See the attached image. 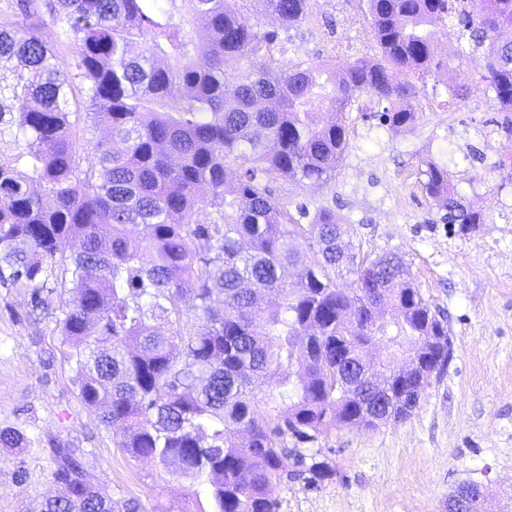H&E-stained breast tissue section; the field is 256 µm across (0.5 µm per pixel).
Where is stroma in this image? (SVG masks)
I'll list each match as a JSON object with an SVG mask.
<instances>
[{"label": "stroma", "instance_id": "stroma-1", "mask_svg": "<svg viewBox=\"0 0 512 512\" xmlns=\"http://www.w3.org/2000/svg\"><path fill=\"white\" fill-rule=\"evenodd\" d=\"M240 13L254 29L279 31L285 67L339 68L380 55L357 0H309L305 18L291 26L264 18L256 0H242ZM457 31L453 23L437 28L448 64L419 83L413 126L396 131L372 120L376 100L362 94L338 116L347 149L334 179L321 188L273 186L278 202L335 209L345 241L361 254L399 252L423 298L446 312L454 347L448 371L431 378L411 418L318 434L309 449L337 475L318 488L301 480L276 485L279 512H442L465 480L483 483L493 506L512 512V182L497 168L498 150L512 140L495 133L499 114L481 79V57L461 53ZM453 86L460 98L451 97ZM430 160L447 163L459 194L487 223L467 233L443 223L423 186ZM29 301L26 289L0 284V428L15 426L33 439L20 451L0 448V512H29L55 493L47 477L50 437L83 449L94 484L116 505L197 512L192 480L129 458L115 431L85 409L57 326L60 297L36 317ZM21 467L28 473L22 485Z\"/></svg>", "mask_w": 512, "mask_h": 512}]
</instances>
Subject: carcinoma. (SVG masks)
Returning <instances> with one entry per match:
<instances>
[{
    "label": "carcinoma",
    "instance_id": "carcinoma-1",
    "mask_svg": "<svg viewBox=\"0 0 512 512\" xmlns=\"http://www.w3.org/2000/svg\"><path fill=\"white\" fill-rule=\"evenodd\" d=\"M172 2L0 0V137L18 143L0 154V282L27 289L34 310L72 285L58 326L81 401L121 428L130 457L198 481L209 512H278L275 484L336 476L288 439L409 419L421 378L446 371L454 352L446 317L399 254L357 260L334 209L300 204L293 214L271 184L334 178L345 129L317 106L342 112L370 93L392 128L411 127L417 85L391 71L441 68L435 28L451 15L483 49L497 131L512 139V41L498 38L512 27V0H470L469 11L449 0H363L380 59L339 71H255L251 57L278 31L245 26L240 0H181L179 18ZM262 2L285 24L305 16L307 0ZM45 24L74 47L75 72L56 66L37 35ZM146 30L150 43L131 54ZM228 71L238 79L226 81ZM90 122L108 138L88 162L79 140ZM426 167L425 191L446 223H487L447 166ZM342 266L356 274L348 288L332 277ZM391 307L399 319L387 318ZM396 350L417 355L415 372L396 369ZM30 444L22 429L0 428L1 448ZM49 444L57 492L37 512H114L81 450Z\"/></svg>",
    "mask_w": 512,
    "mask_h": 512
}]
</instances>
